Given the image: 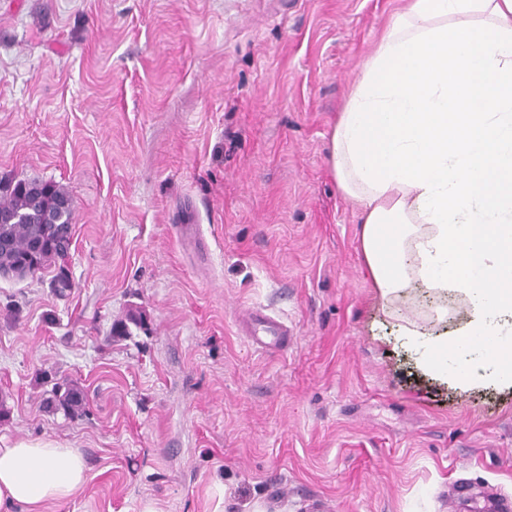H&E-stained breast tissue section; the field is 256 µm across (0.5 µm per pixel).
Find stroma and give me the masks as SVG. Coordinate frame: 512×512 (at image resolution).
<instances>
[{
    "label": "stroma",
    "instance_id": "obj_1",
    "mask_svg": "<svg viewBox=\"0 0 512 512\" xmlns=\"http://www.w3.org/2000/svg\"><path fill=\"white\" fill-rule=\"evenodd\" d=\"M405 0H0V179L65 187L68 296L0 281V446L78 449L47 512H472L512 387L429 374L469 305L385 297L330 131ZM192 224L200 247L183 245ZM145 323L112 335L131 310ZM282 317L255 351L251 311ZM78 383L86 413L46 408Z\"/></svg>",
    "mask_w": 512,
    "mask_h": 512
}]
</instances>
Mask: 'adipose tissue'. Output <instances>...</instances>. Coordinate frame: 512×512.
I'll use <instances>...</instances> for the list:
<instances>
[{"label": "adipose tissue", "mask_w": 512, "mask_h": 512, "mask_svg": "<svg viewBox=\"0 0 512 512\" xmlns=\"http://www.w3.org/2000/svg\"><path fill=\"white\" fill-rule=\"evenodd\" d=\"M330 158L381 294L414 276L471 301L469 329L434 338L426 370L512 385V0H408L347 99ZM86 481L77 449L0 448V512H44Z\"/></svg>", "instance_id": "obj_1"}]
</instances>
